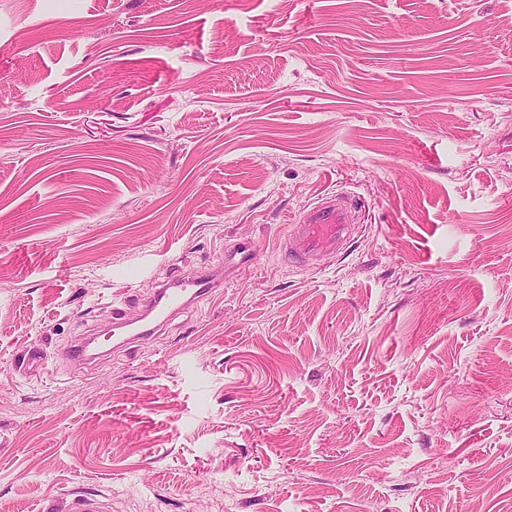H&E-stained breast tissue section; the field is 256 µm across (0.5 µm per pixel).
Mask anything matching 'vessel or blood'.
<instances>
[{
  "mask_svg": "<svg viewBox=\"0 0 512 512\" xmlns=\"http://www.w3.org/2000/svg\"><path fill=\"white\" fill-rule=\"evenodd\" d=\"M356 200L346 192H328L303 208L290 226L283 257L291 263L339 253L350 240ZM223 275L214 269L172 279L156 289L134 316L117 311L114 327L127 341L155 335L158 329L194 301L222 287Z\"/></svg>",
  "mask_w": 512,
  "mask_h": 512,
  "instance_id": "1",
  "label": "vessel or blood"
}]
</instances>
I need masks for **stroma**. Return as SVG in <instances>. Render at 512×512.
Segmentation results:
<instances>
[{
    "label": "stroma",
    "instance_id": "1",
    "mask_svg": "<svg viewBox=\"0 0 512 512\" xmlns=\"http://www.w3.org/2000/svg\"><path fill=\"white\" fill-rule=\"evenodd\" d=\"M77 495L512 512V0H0V512ZM356 199L346 192H328L303 208L290 224L282 251L290 263L339 253L350 240ZM223 286V274L214 269L198 270L189 276L172 279L156 289L135 316L118 309L114 313V330L127 336L120 346L136 339L155 335L158 329L194 301Z\"/></svg>",
    "mask_w": 512,
    "mask_h": 512
}]
</instances>
